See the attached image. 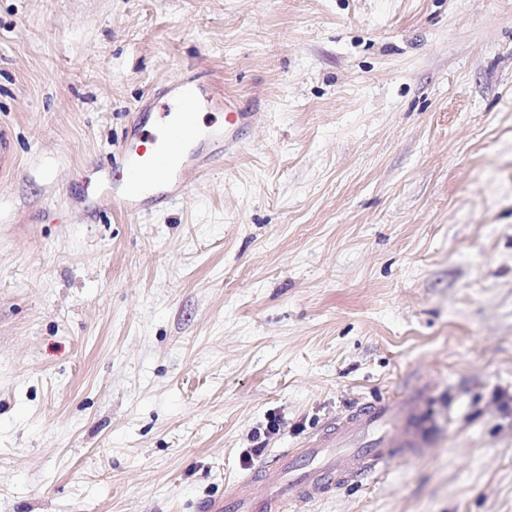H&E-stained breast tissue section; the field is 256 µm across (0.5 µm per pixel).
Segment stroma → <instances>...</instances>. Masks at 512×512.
Listing matches in <instances>:
<instances>
[{
  "mask_svg": "<svg viewBox=\"0 0 512 512\" xmlns=\"http://www.w3.org/2000/svg\"><path fill=\"white\" fill-rule=\"evenodd\" d=\"M188 72L235 141L113 213ZM1 126L0 512H197L418 383L430 448L304 512H512V0H0Z\"/></svg>",
  "mask_w": 512,
  "mask_h": 512,
  "instance_id": "35a3bbf8",
  "label": "stroma"
}]
</instances>
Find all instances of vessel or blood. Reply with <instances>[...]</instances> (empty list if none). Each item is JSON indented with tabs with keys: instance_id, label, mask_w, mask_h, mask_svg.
Returning a JSON list of instances; mask_svg holds the SVG:
<instances>
[{
	"instance_id": "obj_1",
	"label": "vessel or blood",
	"mask_w": 512,
	"mask_h": 512,
	"mask_svg": "<svg viewBox=\"0 0 512 512\" xmlns=\"http://www.w3.org/2000/svg\"><path fill=\"white\" fill-rule=\"evenodd\" d=\"M221 104L212 88L178 81L171 104L156 114L152 129L132 131L120 148V171L105 194L113 212L148 215L184 197L204 174L201 146L223 147L225 126H237L241 119L229 112L222 127L196 121L197 110ZM428 401L427 388L418 386L399 398L361 402L302 446L260 461L251 475L227 484L223 496L201 502L198 510L283 512L385 471L429 446Z\"/></svg>"
}]
</instances>
